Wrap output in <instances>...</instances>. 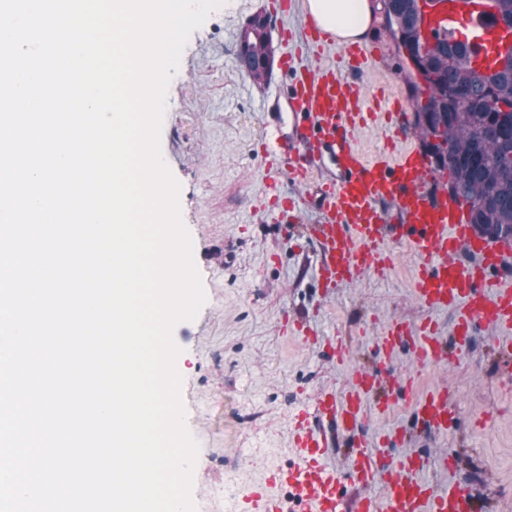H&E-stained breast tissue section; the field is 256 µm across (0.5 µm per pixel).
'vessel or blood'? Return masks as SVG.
Masks as SVG:
<instances>
[{
	"mask_svg": "<svg viewBox=\"0 0 512 512\" xmlns=\"http://www.w3.org/2000/svg\"><path fill=\"white\" fill-rule=\"evenodd\" d=\"M442 26L455 32L468 27L472 40L494 49L501 28L484 27L462 0H446ZM281 79L266 109L263 147L274 177L288 176L308 188L323 221L306 231L321 260L323 288L352 283L372 270L391 267L390 245L408 246L419 263L411 281L420 306L455 312L450 336L424 321L412 326L389 321L373 342L378 367L356 370L346 391H321L300 410L291 432L297 461L272 472L267 483L289 488L302 512H345L346 491L360 495L354 512H473L469 492L441 489L424 478L426 457L409 450L384 459L383 446L403 444L404 432L383 436L379 450L363 429L364 408L376 399L388 413L399 397L413 398L409 428L437 434L457 426L456 405L447 389L416 393L412 379L390 368L401 350H409L419 368L448 363V346H466L475 333H494V348L512 357V245L475 235L468 204L449 195L418 151L401 150L394 158L368 157L356 132L365 121L362 86L335 68L296 67L289 56L278 60ZM285 335L323 349L326 358L344 364L350 351L343 341L327 342L302 321L284 318ZM341 444L349 449L348 467L332 469L324 456ZM380 486L381 496L370 489Z\"/></svg>",
	"mask_w": 512,
	"mask_h": 512,
	"instance_id": "vessel-or-blood-1",
	"label": "vessel or blood"
}]
</instances>
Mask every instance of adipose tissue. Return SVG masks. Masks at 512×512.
I'll list each match as a JSON object with an SVG mask.
<instances>
[{
    "instance_id": "obj_1",
    "label": "adipose tissue",
    "mask_w": 512,
    "mask_h": 512,
    "mask_svg": "<svg viewBox=\"0 0 512 512\" xmlns=\"http://www.w3.org/2000/svg\"><path fill=\"white\" fill-rule=\"evenodd\" d=\"M308 12L322 30L343 38H361L372 19L370 0H308Z\"/></svg>"
}]
</instances>
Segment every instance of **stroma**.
<instances>
[{"mask_svg":"<svg viewBox=\"0 0 512 512\" xmlns=\"http://www.w3.org/2000/svg\"><path fill=\"white\" fill-rule=\"evenodd\" d=\"M265 3L225 0L193 31L167 89L160 136L162 156L181 186V216L206 293L197 317L174 330L186 423L199 444L196 512H242L269 470L291 466L292 414L321 388L343 390L354 370L370 366V345L387 321L428 317L447 332L454 320L450 310L417 304L411 293L417 260L398 245L387 274L363 273L325 296L315 246L256 211L266 169L255 142L277 80L253 82L238 54L248 21L267 17ZM361 43L377 51L360 77L369 106L396 100L412 107L417 75L381 11H374ZM357 142L371 156L420 146L412 132L397 139L380 114L359 129ZM285 312L307 319L318 333L350 340L349 361L336 366L283 336ZM393 369L414 377L419 391L447 387L456 404L454 431L415 442L431 458L427 479L466 488L482 512H512V371L495 355L492 334L476 333L444 368L418 369L403 352ZM443 453L450 458L445 466Z\"/></svg>","mask_w":512,"mask_h":512,"instance_id":"stroma-1","label":"stroma"}]
</instances>
